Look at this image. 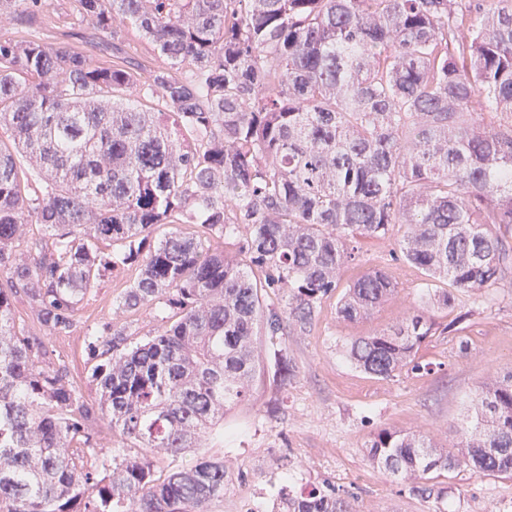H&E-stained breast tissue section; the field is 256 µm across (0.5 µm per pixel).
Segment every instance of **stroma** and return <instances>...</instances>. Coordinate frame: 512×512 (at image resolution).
<instances>
[{"label": "stroma", "mask_w": 512, "mask_h": 512, "mask_svg": "<svg viewBox=\"0 0 512 512\" xmlns=\"http://www.w3.org/2000/svg\"><path fill=\"white\" fill-rule=\"evenodd\" d=\"M39 37L74 46L94 63H111L99 52L98 36L76 13L73 0H46L35 22L18 26L0 20V37ZM400 230L384 238H364L359 257L341 272L348 286L364 272L384 270L396 293L357 323L338 319L337 296L324 299L309 332L270 337L259 335V366L247 398L224 414V439L210 444L209 455L223 459L230 480L210 512H280L287 496L331 486L347 497L355 512H512V476H484L470 468L451 471L453 493L436 499L412 492L408 482L373 466L368 444L382 428L424 433L432 444L455 450L457 432L479 388L495 374L512 370V288H493L466 302L469 317L448 330L454 311L433 312L435 329L421 344L415 360L419 370L402 369L377 379L353 367L345 348L353 337L386 330L404 321L421 296L422 270L401 256ZM137 273L127 266L106 274L80 302L70 333L51 335L40 325L26 297L15 302L16 324L40 339L49 358L61 359L66 379L93 407L86 431L94 442L111 448L113 457L138 456L113 437L97 414L100 388L96 359L88 350L91 336L107 323L125 322L132 339L144 342L157 335L174 308L162 303L122 312L119 302ZM286 349L295 368L287 387L274 380V352ZM280 410L270 413L272 403Z\"/></svg>", "instance_id": "obj_1"}]
</instances>
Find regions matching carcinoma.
I'll list each match as a JSON object with an SVG mask.
<instances>
[{"label":"carcinoma","mask_w":512,"mask_h":512,"mask_svg":"<svg viewBox=\"0 0 512 512\" xmlns=\"http://www.w3.org/2000/svg\"><path fill=\"white\" fill-rule=\"evenodd\" d=\"M75 2L103 49L120 52L131 26L166 65L133 71L0 38V129L33 165L19 172L0 146V512H209L224 460L179 459L247 397L258 329L307 332L359 239L404 226L405 259L452 286L351 340L350 360L378 378L421 369L427 309L460 308L512 277V0ZM31 3L0 0V18L30 23ZM154 96L164 111L143 109ZM179 222L206 237L147 244ZM26 224L48 239L24 237ZM240 226L261 282L214 245ZM133 264L122 309L163 300L180 317L134 347L123 324L100 337L101 414L147 450L114 464L85 432L91 410L64 369L17 331L14 301L25 295L49 333L67 332L98 280ZM264 288L288 289L286 308L263 306ZM395 292L371 270L338 317L357 322ZM274 360L284 387L294 368L282 348ZM473 412L456 454L384 428L369 457L428 498L451 493L432 480L462 465L511 473L512 371L481 386ZM150 453L172 459L164 478ZM288 512L353 507L328 486L289 497Z\"/></svg>","instance_id":"cac0c4a2"}]
</instances>
